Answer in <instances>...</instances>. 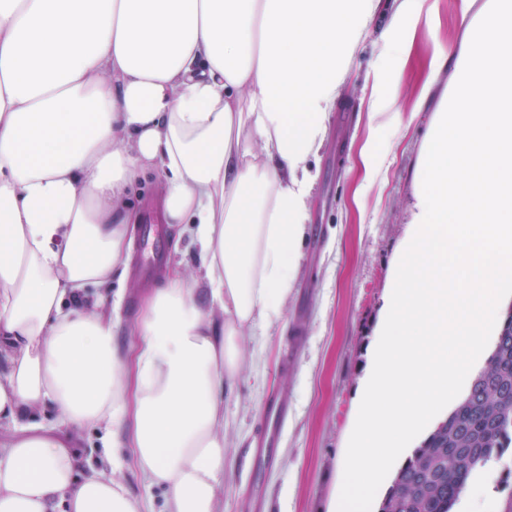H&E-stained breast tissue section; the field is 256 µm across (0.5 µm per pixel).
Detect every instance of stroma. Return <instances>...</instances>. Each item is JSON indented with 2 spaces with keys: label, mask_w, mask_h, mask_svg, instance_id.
Masks as SVG:
<instances>
[{
  "label": "stroma",
  "mask_w": 512,
  "mask_h": 512,
  "mask_svg": "<svg viewBox=\"0 0 512 512\" xmlns=\"http://www.w3.org/2000/svg\"><path fill=\"white\" fill-rule=\"evenodd\" d=\"M491 0H416L412 20L396 25V0H378L367 28L344 62L322 146L311 158L317 180L301 258L283 319L246 329L240 372L224 395V512H330L343 479L344 452L357 410L390 261L414 204V182L442 97L455 87L462 50ZM382 156L366 176L362 150ZM123 304L112 319L115 345L131 353L133 324L147 288L113 275ZM285 401L269 464L254 463V440L271 402ZM24 423L67 439L79 471L107 467L102 431L74 430L49 403L24 411ZM118 474L144 512H162L164 492L143 479L130 449ZM491 512L512 505V447L475 469Z\"/></svg>",
  "instance_id": "1"
}]
</instances>
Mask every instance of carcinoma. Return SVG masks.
I'll return each mask as SVG.
<instances>
[{"label": "carcinoma", "mask_w": 512, "mask_h": 512, "mask_svg": "<svg viewBox=\"0 0 512 512\" xmlns=\"http://www.w3.org/2000/svg\"><path fill=\"white\" fill-rule=\"evenodd\" d=\"M512 445V310L468 396L400 468L378 512H452L471 472Z\"/></svg>", "instance_id": "carcinoma-1"}]
</instances>
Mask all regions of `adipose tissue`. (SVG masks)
<instances>
[{"label": "adipose tissue", "instance_id": "1", "mask_svg": "<svg viewBox=\"0 0 512 512\" xmlns=\"http://www.w3.org/2000/svg\"><path fill=\"white\" fill-rule=\"evenodd\" d=\"M373 0H0V512H142L116 476L77 472L51 432L130 445L163 512H222L224 387L245 328L282 318L350 40ZM161 169L164 223L198 247L199 287L145 299L132 354L83 306L130 262ZM222 321H215L214 312ZM160 181V173L151 170L143 181L130 192L126 198L127 202L144 211L149 217L150 208L153 207L157 210L160 205ZM22 421L37 428L52 430L67 439L72 449L78 453L80 474L102 468L109 469L104 448L107 440L102 431L92 427L71 429L64 424L60 412L50 403L24 411Z\"/></svg>", "mask_w": 512, "mask_h": 512}]
</instances>
